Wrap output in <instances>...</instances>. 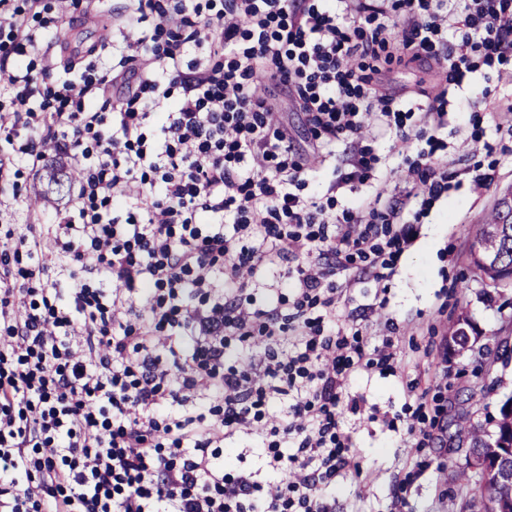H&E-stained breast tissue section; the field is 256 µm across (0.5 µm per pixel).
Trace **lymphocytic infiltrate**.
I'll return each instance as SVG.
<instances>
[{
  "label": "lymphocytic infiltrate",
  "instance_id": "1",
  "mask_svg": "<svg viewBox=\"0 0 512 512\" xmlns=\"http://www.w3.org/2000/svg\"><path fill=\"white\" fill-rule=\"evenodd\" d=\"M98 8L0 0V512H336L355 386L402 362L336 276L386 281L447 201L440 132L475 73L512 74V0H130L70 55ZM419 62L439 95L384 91ZM50 158L81 172L67 207L17 222Z\"/></svg>",
  "mask_w": 512,
  "mask_h": 512
}]
</instances>
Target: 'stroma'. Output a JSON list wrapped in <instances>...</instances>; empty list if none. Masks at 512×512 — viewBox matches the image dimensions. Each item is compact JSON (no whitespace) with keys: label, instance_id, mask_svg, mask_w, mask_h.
<instances>
[{"label":"stroma","instance_id":"obj_1","mask_svg":"<svg viewBox=\"0 0 512 512\" xmlns=\"http://www.w3.org/2000/svg\"><path fill=\"white\" fill-rule=\"evenodd\" d=\"M487 82L475 77L467 90L472 103L483 112V139L493 147L495 178L490 185H475L472 156L465 144L467 130L449 123L442 137L448 144V169L457 176V187L448 193L447 206L433 209L420 238L397 263L396 274L386 283L388 306L381 319L368 321L366 332L379 340L386 330L384 318H394L405 360L417 363L434 388L428 399L438 398L439 384L448 386V414L436 429L440 446L414 454L405 448L401 433L413 422L405 413L406 398L396 377L373 376L359 382L369 403L396 414L395 430L380 421L366 423L355 434L362 475L336 489V512H350L356 496H363L365 512H384L389 485L412 470L416 460L426 468L411 486L412 512H471L480 501L478 483L458 480L465 466L468 437L460 429V418L472 426L488 428L503 400L512 396V289H494L477 278L469 263V250L476 224L494 204L500 191L512 185V113L488 111L482 96ZM447 310H440V303ZM466 313L476 333L470 351L447 348L448 328L459 313ZM485 367H478V356ZM447 501H440V493Z\"/></svg>","mask_w":512,"mask_h":512}]
</instances>
